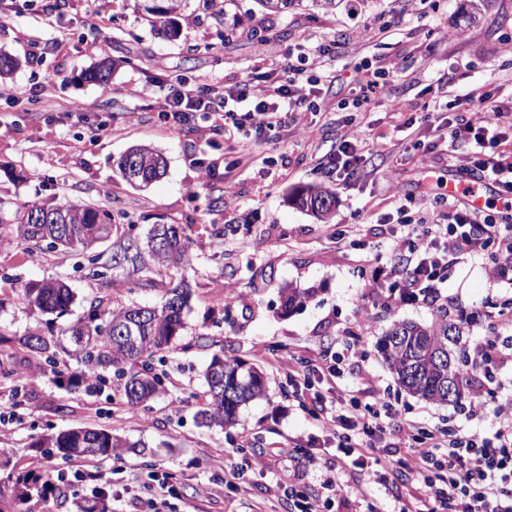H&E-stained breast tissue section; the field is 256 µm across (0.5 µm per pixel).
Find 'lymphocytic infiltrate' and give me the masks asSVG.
<instances>
[{
  "mask_svg": "<svg viewBox=\"0 0 512 512\" xmlns=\"http://www.w3.org/2000/svg\"><path fill=\"white\" fill-rule=\"evenodd\" d=\"M331 56V45L321 43L303 54L302 65H289L285 75L245 80L217 94L201 93L194 84L172 78L165 85L162 115L181 121L189 113L204 112L226 134L263 139L288 122L299 121L302 110L318 108L322 85L338 80L328 65ZM431 109L443 117L444 143L469 141L471 155L458 168L461 193L447 197V222L423 216L393 240L390 272L404 277L406 288L384 293V303L390 308L419 298L440 301V286L449 270L488 251L496 253L488 277L498 275L501 263L512 262V159L499 150L504 141V107L488 95L466 92L446 103L433 101ZM462 112L472 113V121L460 123ZM369 151L365 132L350 127L323 170L330 178L352 180L363 169ZM487 179L495 181L505 197L502 217L466 202L467 197L481 193ZM490 358L489 350L475 348L469 368L470 375L479 380L471 412L477 419L493 417V430L488 434L469 428L428 427L406 416L391 402L389 388L381 386L367 402L351 390L318 398L311 416L347 459L373 454L375 434L397 432L411 449L410 460L399 469L383 455L375 456L374 462L384 471L397 472L402 482L420 486L423 512H512V496L503 493L504 486H512V396H499L496 387L486 383L485 366Z\"/></svg>",
  "mask_w": 512,
  "mask_h": 512,
  "instance_id": "1",
  "label": "lymphocytic infiltrate"
}]
</instances>
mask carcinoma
Returning a JSON list of instances; mask_svg holds the SVG:
<instances>
[{"mask_svg": "<svg viewBox=\"0 0 512 512\" xmlns=\"http://www.w3.org/2000/svg\"><path fill=\"white\" fill-rule=\"evenodd\" d=\"M183 0H145L143 9L151 22L163 31L177 34L175 16ZM303 0H259L263 9L284 13L301 5ZM123 180L136 166L142 176L133 186L144 188L160 178L166 170L161 153L145 146L134 145L116 162ZM289 202L316 217L327 215L334 206V195L323 184H308L289 196ZM41 222H32V216ZM7 227L11 238L20 244L41 245L56 250L68 249L79 255L99 243L112 240V270L123 274L121 279H109L98 269L96 257H88V275L102 281V286L114 291L131 283L144 281L162 287V301L157 306L127 304L112 306L105 292L88 302L86 309L67 329V342L48 336L40 330H29L12 340L0 329V343L8 340L20 351L37 359L34 368L24 372L0 368V375L11 377L15 390H20L36 378L50 375L78 388L90 387L102 381L99 370L112 369L118 380L121 401L133 414L150 409L162 388V379L155 372L154 356L173 350L185 327L184 312L189 308L191 285L185 278L173 281L171 271L190 264L192 240L181 224H155L165 237L168 249L150 252L140 248L142 241L129 233L114 237L118 232L114 214L87 203H59L29 206L25 203L8 206L0 202V227ZM27 308L43 315H61L74 302L71 289L60 281L31 280L23 285ZM315 288L283 289L284 309L302 306L316 295ZM134 328V340L127 338L128 326ZM463 336V322L448 319L445 311L428 323L396 321L381 338L378 348L384 363L397 384L408 393L424 400L462 407V401L472 397L471 379L466 348L460 341H448V327ZM75 359L84 369L73 370L64 358ZM453 378L455 392L448 397V378ZM205 406L197 412L200 424L230 429L238 425L241 407L263 396L265 382L261 373L235 357L215 354L205 368ZM38 448L56 451L66 460H93L116 457L121 450L137 447L119 436L97 428H74L45 434L35 442ZM55 490L49 474L34 469L20 472L12 481L13 512L33 500L44 501ZM73 512H109L107 497L101 493L91 498L76 497Z\"/></svg>", "mask_w": 512, "mask_h": 512, "instance_id": "carcinoma-1", "label": "carcinoma"}]
</instances>
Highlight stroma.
Returning a JSON list of instances; mask_svg holds the SVG:
<instances>
[{
  "mask_svg": "<svg viewBox=\"0 0 512 512\" xmlns=\"http://www.w3.org/2000/svg\"><path fill=\"white\" fill-rule=\"evenodd\" d=\"M473 2L341 0L332 13L301 7L270 14L257 0H185L179 34L171 39L147 21L141 0H0V50L21 61L0 81V200L90 203L124 215L135 234L158 223L181 224L193 241L185 328L178 350L165 357V391L150 411L128 414L113 381L95 392L41 378L18 392L0 378V458L63 482L59 499L30 503L31 512H66L65 501L86 494L71 477L73 462L33 445L38 435L78 426L147 447L142 456L92 462L112 512H150L155 480L167 475L178 488L170 512H290L293 491L323 497L325 468L345 486L333 512H368L374 499L385 512H397L406 486L374 483L359 496L361 473L341 467L309 416L310 404L292 396L289 373L322 365L346 340L357 343L365 362L362 374L345 371L343 384L363 392L389 387L394 405L433 427L474 426L469 409L404 391L377 348L393 321H430L435 306L419 301L388 310L365 296L374 277L371 260L386 253L395 230L380 215L395 214L404 194L434 200L469 152L462 141L447 153L424 121L429 87L451 97L471 90L512 102V0H485L472 19ZM325 41L336 44L332 66L342 76L365 59L399 70L382 99L360 115L378 145L353 183L328 182L335 206L325 220L293 207L288 196L326 182L321 164L348 116L338 104L353 98L342 81L324 86L320 110L302 113L313 129L309 136L292 125L259 143L228 140L202 114L177 124L160 114L159 81L180 75L232 85L280 72L297 44ZM104 58L112 62L108 81L87 80L86 71ZM49 71L58 78L46 86ZM137 144L168 161L166 175L145 190L129 185L114 166ZM245 154L252 160L229 174L234 188L225 194L224 163ZM203 163L215 169L211 182L200 178ZM486 266L483 260L457 266L443 288L452 299L449 317L473 319L464 337L471 348L490 332L512 334L504 320L512 313V270L491 280ZM42 278L70 286V314L29 312L21 288ZM288 284L319 293L286 313L281 288ZM100 293L74 257L0 240V327L10 333L37 328L61 335ZM238 293L247 295V306L233 305L230 320H221L219 302ZM202 333L208 336L203 349L195 344ZM216 353L246 361L266 383L264 396L242 408L239 425L229 431L202 427L195 418L203 369ZM309 451L321 468L306 465ZM259 455L267 457L270 473L252 469ZM230 463L243 470L233 485L224 475Z\"/></svg>",
  "mask_w": 512,
  "mask_h": 512,
  "instance_id": "35a3bbf8",
  "label": "stroma"
}]
</instances>
